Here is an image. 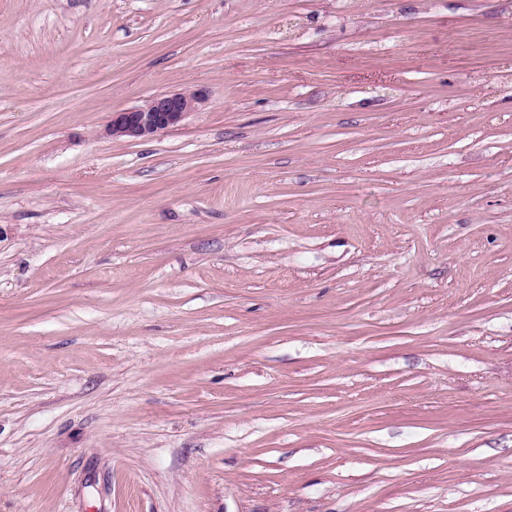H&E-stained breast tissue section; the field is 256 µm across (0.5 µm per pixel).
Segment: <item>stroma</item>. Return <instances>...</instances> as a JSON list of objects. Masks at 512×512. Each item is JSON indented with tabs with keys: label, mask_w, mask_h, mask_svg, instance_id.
Here are the masks:
<instances>
[{
	"label": "stroma",
	"mask_w": 512,
	"mask_h": 512,
	"mask_svg": "<svg viewBox=\"0 0 512 512\" xmlns=\"http://www.w3.org/2000/svg\"><path fill=\"white\" fill-rule=\"evenodd\" d=\"M0 512H512V0H0ZM203 102V95L196 92L157 95L142 105L112 113L107 131L113 138L148 140L180 126Z\"/></svg>",
	"instance_id": "obj_1"
}]
</instances>
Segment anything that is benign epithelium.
Returning <instances> with one entry per match:
<instances>
[{"mask_svg":"<svg viewBox=\"0 0 512 512\" xmlns=\"http://www.w3.org/2000/svg\"><path fill=\"white\" fill-rule=\"evenodd\" d=\"M203 102V95L196 92L157 95L142 105L112 113L107 131L118 139L148 140L180 126Z\"/></svg>","mask_w":512,"mask_h":512,"instance_id":"obj_1","label":"benign epithelium"}]
</instances>
